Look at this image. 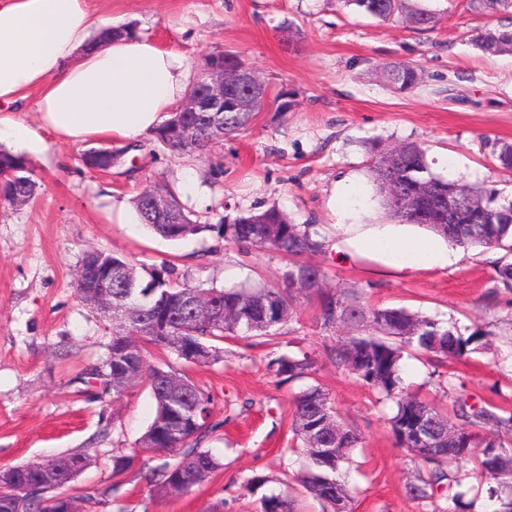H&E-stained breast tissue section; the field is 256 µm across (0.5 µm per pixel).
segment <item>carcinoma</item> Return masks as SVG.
Here are the masks:
<instances>
[{
	"instance_id": "carcinoma-1",
	"label": "carcinoma",
	"mask_w": 512,
	"mask_h": 512,
	"mask_svg": "<svg viewBox=\"0 0 512 512\" xmlns=\"http://www.w3.org/2000/svg\"><path fill=\"white\" fill-rule=\"evenodd\" d=\"M360 11L388 21L400 16L414 25L421 22L425 10L415 7L411 0H345ZM472 10L488 15H499L501 20L485 27L476 37V47L488 55L512 53V0H469ZM385 76L391 86L407 91L419 82V72L408 62H390ZM206 112L171 113L168 121L159 125L153 138L177 157L206 150L215 139L210 132ZM253 113H224V132L229 134L246 127ZM178 123L188 129L190 140L175 148L168 138L170 127ZM409 150L400 158L401 170L423 172L426 179L444 188L456 187L431 170L426 153L417 143H408ZM499 168L512 170V143L500 144L494 153ZM384 156L379 145L370 148V172L383 207L394 218L407 224H422L448 241L464 246H479L512 252V202L496 203L497 195L473 187L466 191L478 197L485 206L495 210L498 223L489 224L484 211L472 212L467 224H434L427 212L414 216L388 199L382 185ZM0 169L14 170L18 179H6L0 184V202L19 206L32 200L37 182L23 157L0 150ZM159 188L171 199L179 224H169L147 208L143 195L133 204L143 224L160 236L182 240L211 229L194 219V213L181 201L170 184ZM224 242L242 248L269 249L288 258V270L282 283L258 288L230 287L204 288L182 281L175 268L163 263L159 266L138 267L128 258L104 253L112 259V302L116 305L127 300L129 282L136 283L134 294L139 315L126 324L112 325V363H103V378H112V392L116 399L126 390L123 376L131 371L144 372L150 381L148 389L155 403L154 417L139 442L145 451L174 440L172 452L151 465L138 454L121 452L112 458L115 475L134 472L135 478L145 482L151 494L171 497L186 494L222 467L220 460L202 443L221 422H212V396L207 388L193 382L184 373L167 363L154 366L148 362V347L165 350L176 355L188 365H207L221 358L219 344L230 336H250L273 339L282 326L295 316V301L301 295L312 294L319 307L320 325L325 329L336 328L340 321L344 334L334 339L328 347L336 367L347 372L358 383L372 390L380 403L393 405L394 413L388 418L391 431L399 447L406 450L412 445L402 441L406 426L426 417L441 423L448 417L437 408L407 392L403 385L402 366L405 357L418 353L431 357H463L475 352L471 345L482 335L472 333L465 337L453 326L406 307L369 306L359 291L328 283V274L322 267L302 261L305 256L326 252V241L312 224H295L286 212L272 205L259 212H242L231 223L223 225ZM209 305L208 315L194 316L191 298ZM267 369L287 383L303 380L313 372V361L307 353L281 354L270 359ZM456 415L463 420L453 438L442 441V450L435 457L420 460V472L415 482L406 486L407 494L414 500L441 498L452 488L453 512H472L476 492L499 504L498 512H512V449L501 440L499 431H512V412L499 415L480 404L458 401ZM492 425L496 433L480 434L479 429ZM292 433L299 446L305 448L309 460L303 474V487L324 506V512H336V480L338 467L349 462L360 445L359 436L344 425L329 394L318 385L308 384L294 398ZM320 446L331 449V458L324 462L321 453L312 447V439ZM497 448L505 453L499 474H491L486 449ZM60 479L54 489L29 497H15L11 492L0 491V512H56L52 500L68 492L70 484L90 463L82 453L54 457ZM471 463L480 475L476 488L463 487L458 466ZM260 512H295V500L290 487L261 497Z\"/></svg>"
}]
</instances>
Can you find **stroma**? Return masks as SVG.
I'll return each mask as SVG.
<instances>
[{
  "instance_id": "obj_1",
  "label": "stroma",
  "mask_w": 512,
  "mask_h": 512,
  "mask_svg": "<svg viewBox=\"0 0 512 512\" xmlns=\"http://www.w3.org/2000/svg\"><path fill=\"white\" fill-rule=\"evenodd\" d=\"M433 26L382 21L343 0H89L113 26L133 25L160 46L180 50L191 65L210 53L235 55L292 108L268 107L210 151L182 158L151 136L113 141L120 161L110 173L82 164L86 144L47 137L44 156L26 161L40 185L22 206H0V467L86 452L90 463L70 492L83 512H258L260 493L245 490L253 475L296 479L305 457L293 446V398L300 383H278L266 369L282 353L309 352L315 380L345 424L362 440L345 480L348 512H431L406 486L419 463L399 448L376 397L336 368L324 350L334 337L301 301L296 321L274 343L252 337L223 343V360L185 372L213 398L218 430L204 446L222 462L204 483L179 497L158 498L133 475L123 477L121 506L96 494L112 485V456L137 450L155 404L145 387L113 399L96 371L112 325L74 288L89 248L137 263H170L193 284L277 282L287 258L271 250L225 243V219L276 205L298 224H315L327 242L313 261L336 282L359 289L368 305L404 306L483 332L482 347L432 365L405 359L410 392L455 414L460 398L512 412V290L495 287L502 250L453 247L447 265L401 264L382 241L393 223L374 199L368 169L372 143L420 144L437 174L512 200V171L499 169L496 146L512 143V53L482 54L474 38L492 17L468 0H413ZM392 61L416 65L420 81L400 92L386 81ZM207 179L200 202L196 176ZM170 183L180 189L210 232L170 241L144 224H116L112 201ZM377 236L361 251L356 234Z\"/></svg>"
}]
</instances>
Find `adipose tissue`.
I'll return each instance as SVG.
<instances>
[{
	"label": "adipose tissue",
	"instance_id": "1",
	"mask_svg": "<svg viewBox=\"0 0 512 512\" xmlns=\"http://www.w3.org/2000/svg\"><path fill=\"white\" fill-rule=\"evenodd\" d=\"M87 0H0V142L39 154L46 135L78 144L151 133L185 98V55L139 36L93 45ZM36 118L18 119L31 90Z\"/></svg>",
	"mask_w": 512,
	"mask_h": 512
}]
</instances>
